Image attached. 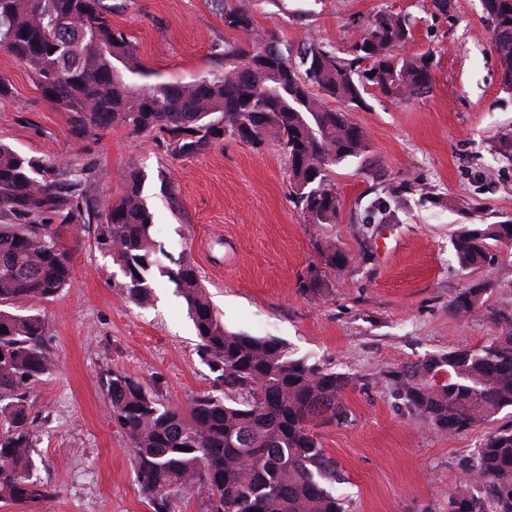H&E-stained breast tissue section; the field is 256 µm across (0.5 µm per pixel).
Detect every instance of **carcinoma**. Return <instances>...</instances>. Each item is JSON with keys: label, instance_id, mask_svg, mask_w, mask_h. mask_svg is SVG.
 I'll use <instances>...</instances> for the list:
<instances>
[{"label": "carcinoma", "instance_id": "carcinoma-1", "mask_svg": "<svg viewBox=\"0 0 512 512\" xmlns=\"http://www.w3.org/2000/svg\"><path fill=\"white\" fill-rule=\"evenodd\" d=\"M480 2L502 87L512 93V0ZM224 27L249 37L246 48L216 50L224 69L139 89L123 74L140 69L137 49L112 26L104 0H0V48L69 114L75 138L122 126L166 135L174 153L191 156L228 134L252 144L268 135L288 158L291 195L308 223H336L340 203L330 171L368 148L366 131L348 112L367 107L371 88L400 100L426 93L431 55L398 53L413 32L393 12L373 15L343 56L318 40L293 55L260 32L245 7L224 10ZM328 99L340 107H328ZM140 182L133 171L118 200L91 205L83 172L0 142V500L37 503L50 496L32 479L35 434L23 394L53 370L55 356L41 314L16 305L51 301L71 284L72 259L56 222L99 225L97 243L123 269L127 297L146 303L150 270L161 261ZM399 203L394 192L374 199L363 223H390ZM493 243L512 247V220L467 224L452 245L461 267L479 268L492 261ZM321 256L332 268L348 263L331 245ZM165 274L187 304L197 355L214 378L213 389L185 407L160 402L126 371L112 372L106 382L153 512H171L173 496L195 489L207 494V512H346L336 490L340 473L314 421L350 419L344 392L351 379L290 357L276 339L226 330L190 262ZM299 287L320 293L321 271L309 269ZM484 292H459L453 312L473 314ZM392 376L406 410L444 434L468 432L512 409V332L478 350L406 363ZM463 472L448 512H512V428L488 434Z\"/></svg>", "mask_w": 512, "mask_h": 512}]
</instances>
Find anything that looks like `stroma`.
<instances>
[{
  "label": "stroma",
  "mask_w": 512,
  "mask_h": 512,
  "mask_svg": "<svg viewBox=\"0 0 512 512\" xmlns=\"http://www.w3.org/2000/svg\"><path fill=\"white\" fill-rule=\"evenodd\" d=\"M112 24L137 47L142 66L126 74L141 87L190 82L223 69L216 46L248 45L224 26L214 0H105ZM248 7L260 30L288 48L319 40L348 52L377 12L405 15L414 36L401 52L433 56L428 93L396 101L371 92L351 111L368 149L333 168L340 201L335 223H308L294 204L288 160L278 143L225 136L189 157L162 136L126 127L75 139L69 115L55 108L27 69L0 49V142L35 159L67 160L88 170L90 200L118 199L130 171L155 221L165 258L188 259L227 330L280 340L289 355L351 378L349 423L317 426L344 482L349 512H448L462 459L484 437L512 427V409L469 432L448 436L405 411L387 370L455 348L490 345L512 309V255L491 248L484 268L456 261L455 232L465 224L512 220V163L497 152L512 137V95L480 0H452L440 13L430 0H226ZM397 217L366 226V206L389 196L402 177ZM94 224H71L60 242L72 254L73 284L41 305L56 367L27 393L37 443L33 474L51 496L39 503L0 501V512H153L136 480L134 453L113 418L106 380L134 373L161 402L185 404L210 391L213 375L196 353L197 336L174 284L152 271V296L130 301L125 277L96 241ZM349 261L323 267L321 246ZM323 268L325 288L304 294L298 278ZM479 310L449 308L481 283Z\"/></svg>",
  "instance_id": "stroma-1"
}]
</instances>
